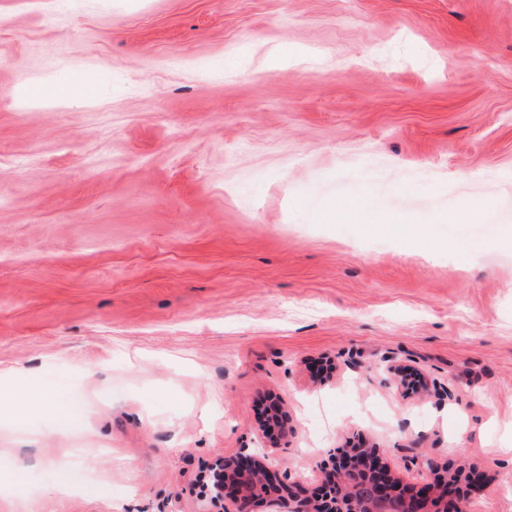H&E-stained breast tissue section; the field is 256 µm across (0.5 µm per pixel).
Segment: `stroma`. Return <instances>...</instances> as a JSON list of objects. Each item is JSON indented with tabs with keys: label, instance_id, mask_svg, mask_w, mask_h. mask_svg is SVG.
Masks as SVG:
<instances>
[{
	"label": "stroma",
	"instance_id": "stroma-1",
	"mask_svg": "<svg viewBox=\"0 0 512 512\" xmlns=\"http://www.w3.org/2000/svg\"><path fill=\"white\" fill-rule=\"evenodd\" d=\"M510 229L512 0H0V371L57 406L0 512H199L272 400L310 490L362 437L512 512ZM388 364L381 365L380 370L389 379L382 378L385 383L392 381L403 396L418 394L430 389V384L420 373L405 365L396 364L393 359H384Z\"/></svg>",
	"mask_w": 512,
	"mask_h": 512
}]
</instances>
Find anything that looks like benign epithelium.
Here are the masks:
<instances>
[{
    "mask_svg": "<svg viewBox=\"0 0 512 512\" xmlns=\"http://www.w3.org/2000/svg\"><path fill=\"white\" fill-rule=\"evenodd\" d=\"M404 396L430 389L420 373L388 359L380 367ZM262 438L278 448L292 431L288 416L278 406L264 410ZM210 484L205 486L201 512L224 506L223 512H252L255 500L267 498L272 512H463L469 493L482 486V476L470 473L466 480L438 477L408 484L392 474L379 450L357 443L335 448L324 465V476L335 486V502L311 495L298 480L280 471L277 458L241 448L232 458L218 456L210 462Z\"/></svg>",
    "mask_w": 512,
    "mask_h": 512,
    "instance_id": "7a95c632",
    "label": "benign epithelium"
}]
</instances>
